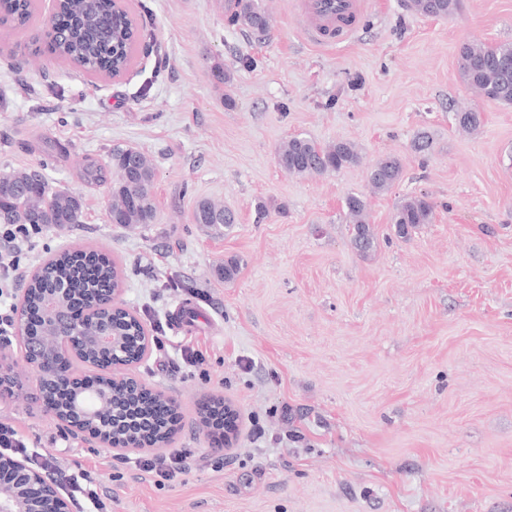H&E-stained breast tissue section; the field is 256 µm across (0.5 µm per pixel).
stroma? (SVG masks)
I'll return each instance as SVG.
<instances>
[{
  "label": "stroma",
  "instance_id": "35a3bbf8",
  "mask_svg": "<svg viewBox=\"0 0 512 512\" xmlns=\"http://www.w3.org/2000/svg\"><path fill=\"white\" fill-rule=\"evenodd\" d=\"M233 3L127 0L153 50L119 80L41 53L50 0L26 28L0 26V167L84 201L82 223L45 225L21 272L79 246L122 266L121 298L156 340L140 373L180 402L172 447L191 455L164 481L34 402L0 398V420L29 451L95 472L108 512H512V106L475 96L457 64L463 42H512V0H460L449 19L369 0L333 46L306 38L296 0H269L261 35L229 24ZM471 107L483 125L466 134L454 114ZM424 130L426 156L411 148ZM293 135L355 143L362 160L289 174L277 150ZM119 145L156 163L157 221L135 231L109 220ZM389 154L402 179L373 193L368 169ZM89 162L103 182L83 179ZM351 192L379 237L368 257L349 242ZM419 193L432 223L395 237L396 204ZM200 198L236 212L231 233L194 223ZM211 396L240 413L233 448L199 423Z\"/></svg>",
  "mask_w": 512,
  "mask_h": 512
}]
</instances>
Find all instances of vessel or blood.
I'll list each match as a JSON object with an SVG mask.
<instances>
[{"instance_id":"1","label":"vessel or blood","mask_w":512,"mask_h":512,"mask_svg":"<svg viewBox=\"0 0 512 512\" xmlns=\"http://www.w3.org/2000/svg\"><path fill=\"white\" fill-rule=\"evenodd\" d=\"M365 8L366 0H299L296 20L312 42L334 45L355 34Z\"/></svg>"}]
</instances>
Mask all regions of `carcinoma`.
Masks as SVG:
<instances>
[{
	"label": "carcinoma",
	"instance_id": "cac0c4a2",
	"mask_svg": "<svg viewBox=\"0 0 512 512\" xmlns=\"http://www.w3.org/2000/svg\"><path fill=\"white\" fill-rule=\"evenodd\" d=\"M411 12L451 18L459 10V0H406ZM3 11L17 29L28 26L33 17L31 0H0ZM271 22L264 0H238V10L229 23L249 31L263 33ZM58 30L64 42L56 46L59 55L75 61L85 70L110 69L122 57L127 39L132 36L124 15L112 10L111 0H69L62 12ZM512 59V44L489 46L468 41L459 49L458 63L462 79L481 97L501 104H512V71H500L496 60ZM457 126L468 133L476 132L483 122L474 108L455 113ZM280 165L290 174L321 177L358 164L361 155L352 142L337 141L321 145L295 135L278 148ZM116 178L112 182L109 217L113 224L136 229L157 220L153 196L155 168L145 152L133 146L112 149ZM32 169H0V224H67L82 223L83 201L65 189L52 188L45 177ZM402 164L395 156L378 159L369 169V182L380 193L390 190L401 178ZM350 243L361 255H369L376 245V232L369 220L367 204L356 193L345 197ZM434 202L426 195L401 200L391 218L394 234L407 239L422 225L431 222ZM194 223L220 233L230 230L236 218L224 204L203 198L197 201ZM50 273L82 288H107L112 285V263L93 257L63 252L51 262Z\"/></svg>",
	"mask_w": 512,
	"mask_h": 512
}]
</instances>
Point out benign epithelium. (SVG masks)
Instances as JSON below:
<instances>
[{
	"mask_svg": "<svg viewBox=\"0 0 512 512\" xmlns=\"http://www.w3.org/2000/svg\"><path fill=\"white\" fill-rule=\"evenodd\" d=\"M65 0H52L46 43L60 38L56 30ZM22 289L15 304L13 339L26 367L19 373L11 354L0 351V393L15 400H34L67 429L112 449L117 456L136 449L158 448L178 433L180 407L167 400L165 430L157 419L139 411L141 396L156 393L140 376L155 338L147 323L121 299L122 289L101 288L87 294L68 282L44 293L39 307L27 303ZM77 362L86 371L74 370ZM224 412V436L216 443L229 448L238 415L215 398L204 401L199 421ZM12 481L0 484V512H71L57 483L25 457L0 456V472Z\"/></svg>",
	"mask_w": 512,
	"mask_h": 512,
	"instance_id": "1",
	"label": "benign epithelium"
}]
</instances>
